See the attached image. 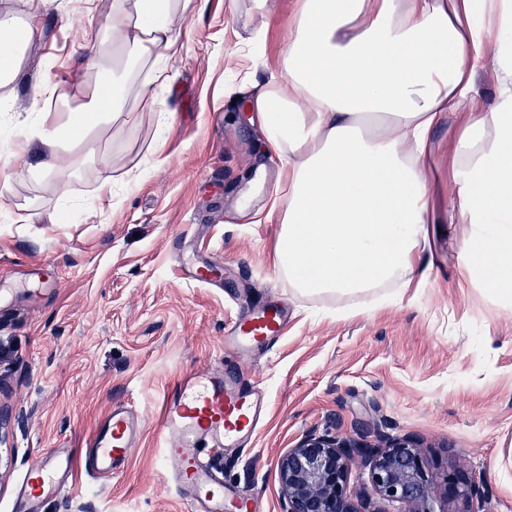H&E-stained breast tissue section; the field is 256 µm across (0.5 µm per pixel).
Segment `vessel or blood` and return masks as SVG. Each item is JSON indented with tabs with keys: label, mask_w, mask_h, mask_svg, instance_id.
Wrapping results in <instances>:
<instances>
[{
	"label": "vessel or blood",
	"mask_w": 512,
	"mask_h": 512,
	"mask_svg": "<svg viewBox=\"0 0 512 512\" xmlns=\"http://www.w3.org/2000/svg\"><path fill=\"white\" fill-rule=\"evenodd\" d=\"M286 304L265 301L243 310L224 326V349L248 359L270 352L285 334ZM267 408V392L258 380L215 366L179 378L163 399L162 452L172 466L179 495L195 512H225L227 488L214 471L204 447L243 448L251 443ZM142 434V421L130 406L113 408L84 443L85 470L107 479L131 456ZM74 456L68 448H47L32 464L17 498L22 512H37L47 496L69 492Z\"/></svg>",
	"instance_id": "1"
}]
</instances>
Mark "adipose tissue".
I'll list each match as a JSON object with an SVG mask.
<instances>
[{
	"instance_id": "1",
	"label": "adipose tissue",
	"mask_w": 512,
	"mask_h": 512,
	"mask_svg": "<svg viewBox=\"0 0 512 512\" xmlns=\"http://www.w3.org/2000/svg\"><path fill=\"white\" fill-rule=\"evenodd\" d=\"M187 0H112V37L84 47L112 60L120 77L101 85L65 124L33 94L23 147L49 169L62 144L100 123H130L127 101L154 105L179 51ZM33 21L0 18V87L20 74ZM150 63L148 80L129 78L131 61ZM281 71L247 102L266 145L280 160L288 192L268 221L280 234L276 267L307 297H354L390 286H424L419 261L431 225L461 232L462 273L495 298H512V0H297L277 60ZM492 65L495 98L472 97L473 81ZM451 188L439 216L429 181L433 134L442 119Z\"/></svg>"
}]
</instances>
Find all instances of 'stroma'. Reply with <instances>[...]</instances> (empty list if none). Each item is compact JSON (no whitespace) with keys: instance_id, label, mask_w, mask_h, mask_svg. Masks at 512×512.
Here are the masks:
<instances>
[{"instance_id":"1","label":"stroma","mask_w":512,"mask_h":512,"mask_svg":"<svg viewBox=\"0 0 512 512\" xmlns=\"http://www.w3.org/2000/svg\"><path fill=\"white\" fill-rule=\"evenodd\" d=\"M251 0H190L182 47L136 106L135 125L93 129L37 169L17 147L32 92L50 78L71 106L89 102L96 66L88 29L112 27V0H0V15L36 17L41 35L0 103V512H11L24 471L44 448L80 447L112 407L132 405L142 437L125 467L102 481L73 470V491L44 512H191L162 456L168 386L218 364L263 383L269 397L250 449L213 462L234 490L226 512H284L278 463L309 432L413 436L438 480L430 493L465 512L445 477L481 480L489 512H512V303L488 296L456 268L458 240L440 235L424 287L401 299L296 296L279 274L275 224L258 214L283 185L260 184L273 154L255 114L256 25ZM112 184V199H95ZM70 207L75 224L51 217ZM39 220L27 223L29 213ZM223 264L225 288L184 279L174 254ZM284 298L292 311L273 352L241 362L224 351V322L241 307Z\"/></svg>"}]
</instances>
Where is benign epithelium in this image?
<instances>
[{
	"mask_svg": "<svg viewBox=\"0 0 512 512\" xmlns=\"http://www.w3.org/2000/svg\"><path fill=\"white\" fill-rule=\"evenodd\" d=\"M356 462L367 474L358 490L350 486ZM278 468L285 512H372L375 499L399 505V512H434L429 503L434 476L422 448L410 436L375 447L311 432L288 449ZM446 481L449 490L477 502L475 512H486L487 497L480 484L460 489L453 473Z\"/></svg>",
	"mask_w": 512,
	"mask_h": 512,
	"instance_id": "obj_1",
	"label": "benign epithelium"
}]
</instances>
